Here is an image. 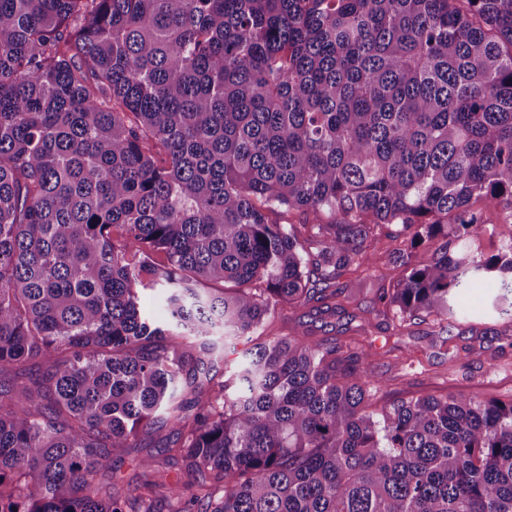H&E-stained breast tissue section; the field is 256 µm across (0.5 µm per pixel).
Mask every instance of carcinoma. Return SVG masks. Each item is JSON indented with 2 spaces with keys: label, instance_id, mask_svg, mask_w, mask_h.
Returning a JSON list of instances; mask_svg holds the SVG:
<instances>
[{
  "label": "carcinoma",
  "instance_id": "cac0c4a2",
  "mask_svg": "<svg viewBox=\"0 0 512 512\" xmlns=\"http://www.w3.org/2000/svg\"><path fill=\"white\" fill-rule=\"evenodd\" d=\"M478 201L512 218V0H0V374L46 364L0 380V512H512V400L379 408L363 348L257 334L386 224L379 301L449 332L495 274L512 324ZM276 208L337 220L312 253ZM163 294L161 288L143 291L142 306L146 317L159 322L164 321L166 313L162 302ZM168 428H163L153 435V439L148 438L142 447L140 448H125L123 453V460L117 463V479L121 480L122 483H126L128 479L133 475L136 463L148 454H155L156 441L158 438L168 434Z\"/></svg>",
  "mask_w": 512,
  "mask_h": 512
}]
</instances>
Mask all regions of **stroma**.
<instances>
[{"label":"stroma","mask_w":512,"mask_h":512,"mask_svg":"<svg viewBox=\"0 0 512 512\" xmlns=\"http://www.w3.org/2000/svg\"><path fill=\"white\" fill-rule=\"evenodd\" d=\"M475 210L482 233L474 250L497 253L512 238V219L483 204ZM396 244L389 229H382L369 248L370 264L349 268L337 278V287L354 288L355 295L349 300L338 297L336 314H322L309 305L285 306L267 321L265 335L283 337L304 331L316 338L359 342L374 371L389 380L376 394L382 405L402 396L442 395L451 390L512 399V324L500 319L493 304L498 294L496 280L464 293L461 308L466 319L452 334L442 333L429 322L398 327L395 312L375 302L376 289L393 287L401 276L400 269L387 261ZM468 346L473 347V354L459 360V351Z\"/></svg>","instance_id":"obj_1"}]
</instances>
